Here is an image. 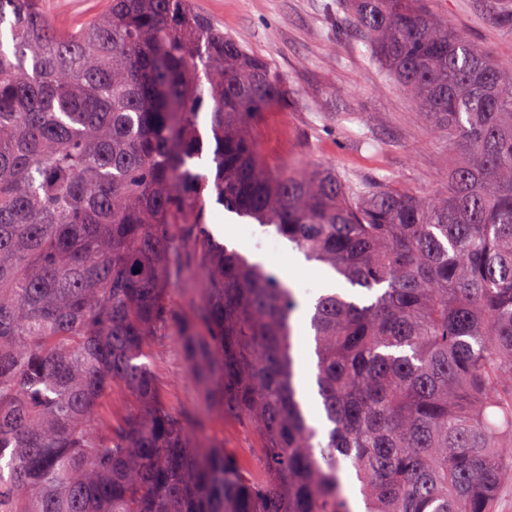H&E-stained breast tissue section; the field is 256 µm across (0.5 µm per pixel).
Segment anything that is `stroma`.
<instances>
[{"label":"stroma","instance_id":"stroma-1","mask_svg":"<svg viewBox=\"0 0 512 512\" xmlns=\"http://www.w3.org/2000/svg\"><path fill=\"white\" fill-rule=\"evenodd\" d=\"M347 0H193L225 32L265 59L297 93L295 105L262 113L255 137L274 167L329 165L358 190L386 180L431 194L447 164L448 147L414 116L410 101L384 68L369 61L355 29L337 30L336 7ZM430 12L495 58L512 60V14L493 0H428ZM208 225L222 243L261 262L293 289L302 308L292 322L297 375L313 376L309 328L314 300L331 286L328 272L307 261L274 226L208 205ZM160 391L175 411L198 412L202 396L178 337L152 349ZM198 442L220 441L253 475L261 473V442L243 420L211 417Z\"/></svg>","mask_w":512,"mask_h":512}]
</instances>
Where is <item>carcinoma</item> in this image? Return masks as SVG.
<instances>
[{"instance_id":"1","label":"carcinoma","mask_w":512,"mask_h":512,"mask_svg":"<svg viewBox=\"0 0 512 512\" xmlns=\"http://www.w3.org/2000/svg\"><path fill=\"white\" fill-rule=\"evenodd\" d=\"M352 22L447 142L431 195L266 164L255 122L295 93L189 0H109L72 25L0 0V512H353L345 475L365 512H498L512 62L420 0H353ZM211 196L345 286L310 317L322 440L295 383L296 296L211 237ZM196 277L201 301L176 311L170 290ZM164 336L208 411L252 426L261 479L164 403L149 362Z\"/></svg>"}]
</instances>
